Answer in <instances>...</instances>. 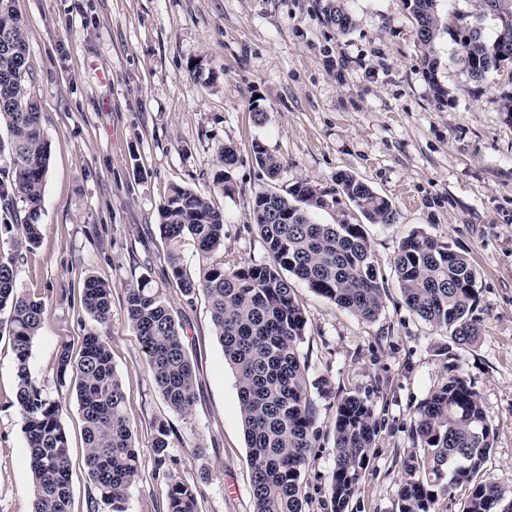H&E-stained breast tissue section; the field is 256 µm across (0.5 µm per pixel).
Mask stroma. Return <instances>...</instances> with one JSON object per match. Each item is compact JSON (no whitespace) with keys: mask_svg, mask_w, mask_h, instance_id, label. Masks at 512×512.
<instances>
[{"mask_svg":"<svg viewBox=\"0 0 512 512\" xmlns=\"http://www.w3.org/2000/svg\"><path fill=\"white\" fill-rule=\"evenodd\" d=\"M347 6L353 25L341 34L326 24L318 0H14L50 153L43 233L18 284L45 303L30 369L65 405L71 512H86L92 487L75 378L58 376L57 353L64 341L79 350L95 326L80 294L90 275L112 288L105 332L140 455L127 512H162L171 474L197 484L199 512H253L236 379L206 296H182L167 254L177 249L192 278L202 260L191 238L174 247L163 238L158 207L175 184L209 195L224 213L225 260L259 264L268 255L251 219L255 193L301 180L332 193L340 172L390 200L397 219L365 227L386 289L376 320L294 285L307 319L300 354L310 378H327L334 391L314 399L318 442L302 488L305 512H330L333 421L347 394L369 399L378 429L352 512H393L416 409L453 371L478 392L495 432L483 470L512 489V120L501 108L512 92V64L474 81L444 30L434 44L436 74L427 78L405 0ZM197 64L215 75L213 86L195 78ZM436 83L447 89V103L436 99ZM257 145L280 160L276 180L256 164ZM225 146L237 155L228 196L212 184ZM416 231L466 254L476 268V344L451 343L405 306L393 260ZM145 276L185 326L196 374L186 415L157 393L126 318L125 288ZM16 391L12 343L1 329L0 512H31ZM161 421L183 441L171 467L152 452Z\"/></svg>","mask_w":512,"mask_h":512,"instance_id":"1","label":"stroma"}]
</instances>
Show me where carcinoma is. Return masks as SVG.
Segmentation results:
<instances>
[{
    "instance_id": "carcinoma-1",
    "label": "carcinoma",
    "mask_w": 512,
    "mask_h": 512,
    "mask_svg": "<svg viewBox=\"0 0 512 512\" xmlns=\"http://www.w3.org/2000/svg\"><path fill=\"white\" fill-rule=\"evenodd\" d=\"M439 0H407L423 50L422 65L439 102L448 91L435 80L433 45L448 27ZM478 18L496 21L493 39L477 25H460L454 41L469 76L480 80L512 61V0H480ZM327 24L339 33L353 25L345 0L320 5ZM0 126L7 131L0 151H8L14 178L0 183V200L19 195L25 217L19 233L0 247V326L8 329L18 378L16 402L23 422L31 471V512H70L72 461L62 422L64 404L44 393L33 378L29 359L41 329L44 302L19 288L22 252L41 238L39 218L49 152L39 106L28 91L24 22L13 0H0ZM255 161L269 178L281 163L260 145ZM236 152L219 153L213 185L233 192L231 171ZM339 194L370 224H392L394 205L367 182L340 172ZM330 207L326 194L307 181L285 192L260 191L253 199V221L268 260L261 264L212 262L224 250V212L210 197L175 185L159 206L160 227L173 242L190 237L204 260L199 278L186 276L179 254L168 255L171 277L184 296L203 291L224 358L237 382L239 411L251 468L254 512H304L302 484L311 448L317 442L312 392L332 395L325 378L309 379L299 346L307 319L290 278L318 295L372 321L384 308L385 288L373 263L363 225L336 220L322 224L314 215ZM394 273L407 308L459 345L480 337L474 316L478 274L470 259L424 233L404 239L394 259ZM112 289L95 276L82 288V303L101 328L111 317ZM127 320L142 344L151 380L175 413H190L195 399V370L183 344L184 326L162 290L144 278L126 287ZM76 374V394L84 424L83 466L93 484L87 512H126L129 490L140 477L141 463L126 420V397L112 366L105 336L97 330L83 337L78 359L70 346L58 349L57 374ZM418 449L401 461L395 512H440V499L468 487L462 512H512V490L488 480L484 462L494 442L481 398L463 378L453 375L433 389L416 409ZM336 465L329 481L331 512H349L363 471L369 465L377 428L369 400L359 395L337 399L333 424ZM181 439L163 421L155 427L152 451L157 462H175L170 449ZM163 512H198L196 486L172 475Z\"/></svg>"
}]
</instances>
